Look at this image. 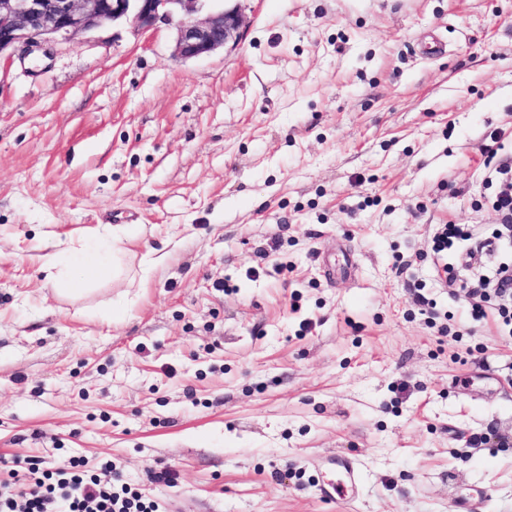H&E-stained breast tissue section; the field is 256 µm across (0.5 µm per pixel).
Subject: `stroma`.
<instances>
[{
    "label": "stroma",
    "instance_id": "stroma-1",
    "mask_svg": "<svg viewBox=\"0 0 512 512\" xmlns=\"http://www.w3.org/2000/svg\"><path fill=\"white\" fill-rule=\"evenodd\" d=\"M239 6L226 54L125 24L0 62V481L75 456L162 512H512V331L430 251L499 225L512 0ZM116 230L123 275L48 280ZM435 226L431 239V252L436 259L435 272L439 279H445L448 282L453 279L455 270L453 263L447 261L448 255L460 256L463 252H459V245L461 242L470 241L471 233L469 228H465L461 224H437ZM336 478L318 476L317 491L319 498L327 503H343L355 497L361 485V469L350 457L330 456L320 463Z\"/></svg>",
    "mask_w": 512,
    "mask_h": 512
}]
</instances>
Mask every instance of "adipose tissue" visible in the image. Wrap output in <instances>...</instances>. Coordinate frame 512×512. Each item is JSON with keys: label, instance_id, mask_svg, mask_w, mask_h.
<instances>
[{"label": "adipose tissue", "instance_id": "adipose-tissue-1", "mask_svg": "<svg viewBox=\"0 0 512 512\" xmlns=\"http://www.w3.org/2000/svg\"><path fill=\"white\" fill-rule=\"evenodd\" d=\"M127 245V240L118 237L81 241L66 261L48 266V277L67 291H78L96 276L101 267L110 265L118 255L127 253Z\"/></svg>", "mask_w": 512, "mask_h": 512}]
</instances>
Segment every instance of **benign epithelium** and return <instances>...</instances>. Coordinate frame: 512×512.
<instances>
[{
  "instance_id": "1",
  "label": "benign epithelium",
  "mask_w": 512,
  "mask_h": 512,
  "mask_svg": "<svg viewBox=\"0 0 512 512\" xmlns=\"http://www.w3.org/2000/svg\"><path fill=\"white\" fill-rule=\"evenodd\" d=\"M174 31L172 55L180 61L232 50L242 40L245 17L223 0H0V59L19 46L24 56L49 52L74 36L116 24Z\"/></svg>"
}]
</instances>
